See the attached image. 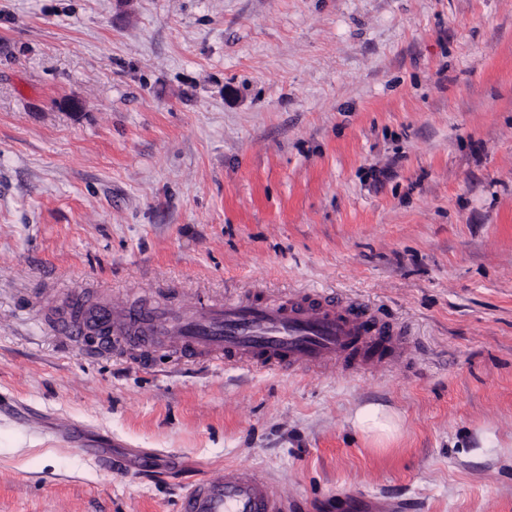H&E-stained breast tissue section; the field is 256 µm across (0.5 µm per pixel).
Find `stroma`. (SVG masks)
<instances>
[{
	"mask_svg": "<svg viewBox=\"0 0 512 512\" xmlns=\"http://www.w3.org/2000/svg\"><path fill=\"white\" fill-rule=\"evenodd\" d=\"M72 289L318 291L415 350L144 368L64 342ZM240 465L292 512H512V0H0V512H177ZM353 424L377 442L390 440L397 432L392 413L375 404H366L358 408Z\"/></svg>",
	"mask_w": 512,
	"mask_h": 512,
	"instance_id": "obj_1",
	"label": "stroma"
}]
</instances>
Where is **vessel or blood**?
I'll return each instance as SVG.
<instances>
[{"label": "vessel or blood", "instance_id": "1", "mask_svg": "<svg viewBox=\"0 0 512 512\" xmlns=\"http://www.w3.org/2000/svg\"><path fill=\"white\" fill-rule=\"evenodd\" d=\"M60 335L91 340L99 353L113 347L133 357L173 346L180 355L225 366L306 371L335 367L358 374L406 359V329L373 310L317 292L233 298L183 311L165 305L114 308L85 296L64 299L53 314ZM178 512H288L275 483L249 467L187 483Z\"/></svg>", "mask_w": 512, "mask_h": 512}]
</instances>
